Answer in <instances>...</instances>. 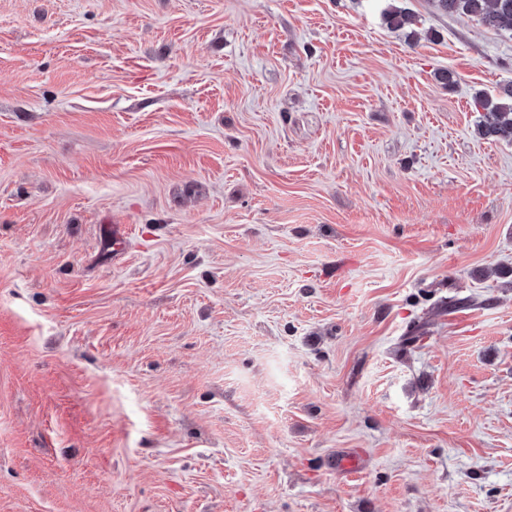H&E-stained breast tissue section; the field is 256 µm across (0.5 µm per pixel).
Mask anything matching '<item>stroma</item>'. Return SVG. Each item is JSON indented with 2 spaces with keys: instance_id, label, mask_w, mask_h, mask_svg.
<instances>
[{
  "instance_id": "obj_1",
  "label": "stroma",
  "mask_w": 512,
  "mask_h": 512,
  "mask_svg": "<svg viewBox=\"0 0 512 512\" xmlns=\"http://www.w3.org/2000/svg\"><path fill=\"white\" fill-rule=\"evenodd\" d=\"M510 88L433 0H0V512H512ZM507 99L485 94L480 101L484 113L477 125L478 134L489 141L512 140V90ZM510 99V100H509Z\"/></svg>"
}]
</instances>
